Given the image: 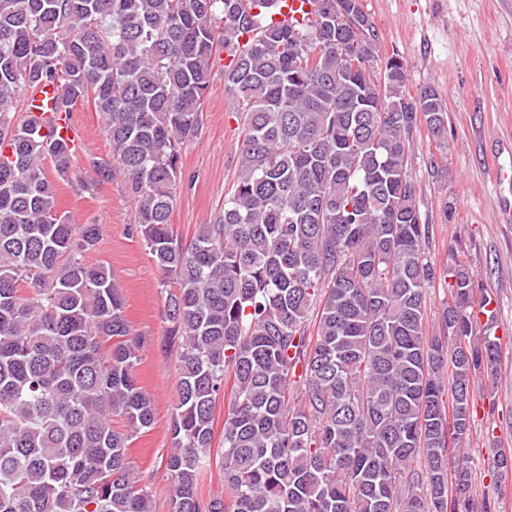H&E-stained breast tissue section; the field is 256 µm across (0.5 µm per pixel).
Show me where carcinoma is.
<instances>
[{"label":"carcinoma","mask_w":512,"mask_h":512,"mask_svg":"<svg viewBox=\"0 0 512 512\" xmlns=\"http://www.w3.org/2000/svg\"><path fill=\"white\" fill-rule=\"evenodd\" d=\"M285 2L0 0V512L153 509L128 455L154 422L143 341L109 266L90 260L99 225L57 210L46 171L70 177L58 117L90 101L111 146L89 161L95 181L124 176L132 230L176 284L170 512H491L450 449L502 347L470 340L488 301L461 251L443 269L428 257L407 170L419 123L445 138V103L406 91L399 56L382 83L352 68L360 51L380 61L361 3L309 0L299 21L278 18ZM221 53L246 126L239 171L185 242L170 222L181 151ZM49 88L50 108L37 103ZM443 276L439 335L426 298ZM225 395L224 493L203 500ZM494 463L512 474L511 451Z\"/></svg>","instance_id":"obj_1"}]
</instances>
